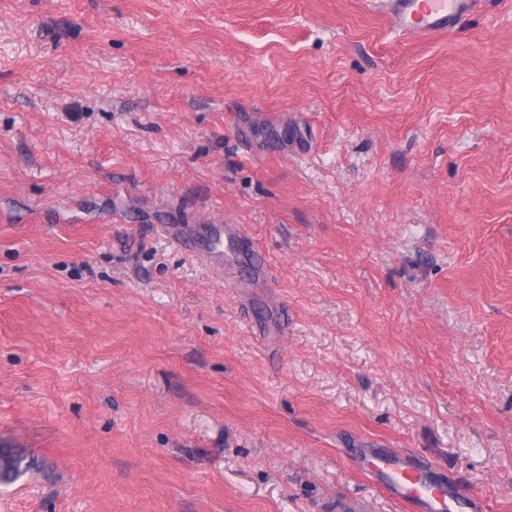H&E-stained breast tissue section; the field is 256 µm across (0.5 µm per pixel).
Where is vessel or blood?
<instances>
[{
    "mask_svg": "<svg viewBox=\"0 0 512 512\" xmlns=\"http://www.w3.org/2000/svg\"><path fill=\"white\" fill-rule=\"evenodd\" d=\"M401 35L446 37L468 16L479 0H383ZM374 471L390 496L406 512H448L456 504L461 512H486L477 496L453 497L441 469L412 454L376 450Z\"/></svg>",
    "mask_w": 512,
    "mask_h": 512,
    "instance_id": "1",
    "label": "vessel or blood"
}]
</instances>
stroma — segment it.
Masks as SVG:
<instances>
[{
    "label": "stroma",
    "mask_w": 512,
    "mask_h": 512,
    "mask_svg": "<svg viewBox=\"0 0 512 512\" xmlns=\"http://www.w3.org/2000/svg\"><path fill=\"white\" fill-rule=\"evenodd\" d=\"M0 448V512H402L353 448L512 512V0H0ZM481 0H382L403 36L447 37ZM212 233L217 252L208 255L212 262L222 263L224 261V237L226 239H237L239 235L235 224H212ZM17 451L12 448H0V483H12L21 474L25 473L31 463L26 461L22 453L14 456L11 453Z\"/></svg>",
    "instance_id": "1"
}]
</instances>
